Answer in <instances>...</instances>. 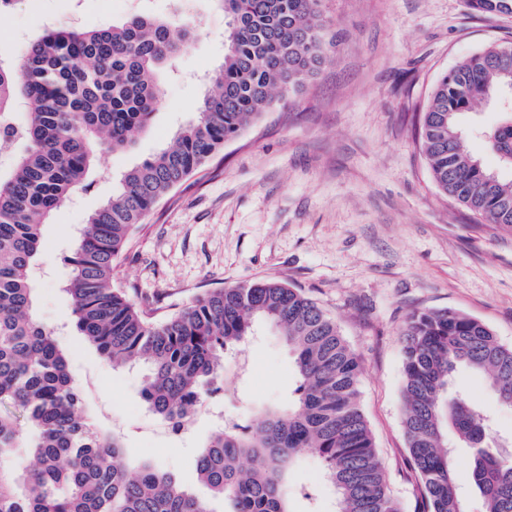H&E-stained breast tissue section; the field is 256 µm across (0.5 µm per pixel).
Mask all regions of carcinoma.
<instances>
[{
	"instance_id": "carcinoma-1",
	"label": "carcinoma",
	"mask_w": 512,
	"mask_h": 512,
	"mask_svg": "<svg viewBox=\"0 0 512 512\" xmlns=\"http://www.w3.org/2000/svg\"><path fill=\"white\" fill-rule=\"evenodd\" d=\"M210 2L226 19L223 63L206 75L197 116L174 145L127 171L88 216L64 285L76 329L112 366L146 367L141 398L178 435L222 390L226 352L260 323L278 327L298 376L294 399L260 408L251 427L211 434L196 460L198 479L224 512H291L289 475L307 451L334 489L335 512H404L359 404L362 363L312 300L261 279L208 291L157 321L113 286L114 262L133 227L325 62L331 38L321 0ZM197 40L192 22L178 15L134 14L90 30L46 28L17 60L0 52V135L14 147L25 144L0 177V512H215L160 464L126 462L122 437L92 422L68 354L33 314L43 225L91 185L100 153L123 151L145 132L162 99L160 74ZM492 98L500 119L483 136L512 173V53L500 46L437 81L416 132L436 187L484 223L512 232V179L503 181L463 144L464 117ZM401 336L403 425L418 512H466L455 474L459 447L484 512H512V451L481 409L449 393L452 373L465 366L512 407V346L447 308L412 312ZM450 429L457 447L448 445Z\"/></svg>"
}]
</instances>
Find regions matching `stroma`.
<instances>
[{
    "instance_id": "obj_1",
    "label": "stroma",
    "mask_w": 512,
    "mask_h": 512,
    "mask_svg": "<svg viewBox=\"0 0 512 512\" xmlns=\"http://www.w3.org/2000/svg\"><path fill=\"white\" fill-rule=\"evenodd\" d=\"M176 8L175 0H17L0 14V48L14 30L39 35L47 17L91 29ZM321 8L334 44L319 73L226 141L134 228L114 285L160 318L206 291L258 279L302 290L336 319L361 358V407L393 495L414 512L418 490L404 465L401 328L413 310L448 308L511 346L512 234L476 226L435 186L413 117L445 71L512 43V17L477 11L469 0H322ZM191 16L199 41L182 56L178 76L162 77L163 102L149 129L132 148L105 154L91 188L43 226L34 279L37 319L67 351L74 376L86 380L94 418L124 435L128 462L156 460L204 498L195 470L203 440L227 418L245 425L260 407L293 397L298 378L279 332L260 327L228 355L222 392L175 436L140 397L143 369L112 367L77 334L62 289L88 213L124 173L173 143L196 115L200 72L223 61V12L195 0ZM451 388L488 411L501 436H512V409L498 406L470 370L458 368ZM291 482L314 491L318 512H332L334 492L316 456H300Z\"/></svg>"
}]
</instances>
